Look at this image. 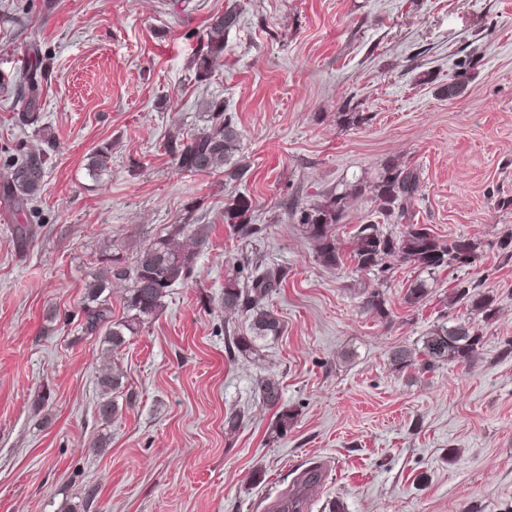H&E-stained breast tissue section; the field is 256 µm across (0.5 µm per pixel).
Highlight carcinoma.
<instances>
[{
    "instance_id": "1",
    "label": "carcinoma",
    "mask_w": 512,
    "mask_h": 512,
    "mask_svg": "<svg viewBox=\"0 0 512 512\" xmlns=\"http://www.w3.org/2000/svg\"><path fill=\"white\" fill-rule=\"evenodd\" d=\"M239 13L226 10L212 16L206 27L203 46L194 58L195 78L202 82L211 78L215 60L224 53V35L237 25ZM30 63L20 76V109L18 122L23 126L41 128L43 120L40 103V87L43 78L41 49L33 44L28 49ZM468 85V74L457 73L443 88L444 96L460 97ZM207 125L187 141L173 135L167 140L166 150L184 172H214L225 169L230 180L240 177L239 169L230 165L238 150L239 133L224 112V99L214 96L207 105ZM112 156L110 144L100 145L92 156L91 171L95 176L108 168ZM47 154H29L11 162L0 175V195L16 209L29 205L40 188L44 177ZM370 189L373 197L380 201L386 220L403 225V230L393 235L379 225L360 224L355 229L353 247L343 253L336 238V225L348 216L349 195H361ZM420 179L415 169L406 165L390 163L382 168L376 181L365 186L354 185L351 193H326L324 202L300 211L301 231L321 263L328 268H338L349 257L360 271H377L386 274L388 262L396 260L412 264L420 271L435 276L445 269H455L473 264L481 244L466 237L442 239L433 234L425 224L411 222L410 214L419 195ZM252 203L240 196L224 205V223L240 239H251L261 231L251 223ZM187 224H171L165 234L156 237L150 247L141 252L133 265L125 264L120 251L102 256L100 267L88 282L81 310L85 318V329L107 338L116 350L126 343V337L138 333L142 324L154 318L164 307V300L171 288L184 283L190 277L196 252L184 248L179 239L188 232ZM285 273L275 267L257 268L247 282L236 276L224 280V308L238 310L250 320V335L239 336L236 344L242 351L254 349L256 342L281 332L280 319L265 306L270 294L280 287ZM131 282L125 299L129 315L124 321H112L109 298L105 295L112 280ZM426 281L417 280L406 290V301L418 304L426 299ZM452 300L463 302L471 310L481 313L485 319L494 318L496 308L491 296L479 290V285L459 282L453 289ZM482 336L464 324L437 326L423 337L420 349L399 346L390 352V364L395 370L404 372L419 366L432 369L439 365L469 366L480 355ZM100 401L97 415L101 422L111 423L120 413L115 394L122 385V372L114 369L98 377ZM263 402L271 407L280 401L279 385L271 379L261 386ZM296 420V412L284 408L277 413L272 423L271 435L282 437L288 433Z\"/></svg>"
}]
</instances>
